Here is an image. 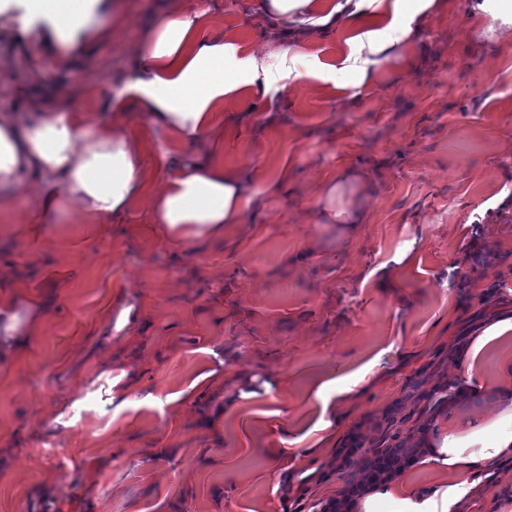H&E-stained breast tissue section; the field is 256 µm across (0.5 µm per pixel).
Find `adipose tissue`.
I'll return each mask as SVG.
<instances>
[{
  "instance_id": "obj_1",
  "label": "adipose tissue",
  "mask_w": 512,
  "mask_h": 512,
  "mask_svg": "<svg viewBox=\"0 0 512 512\" xmlns=\"http://www.w3.org/2000/svg\"><path fill=\"white\" fill-rule=\"evenodd\" d=\"M30 11L49 18L61 40L82 29L95 0H28ZM435 0H263L264 10L286 20L305 17L313 25L343 32L349 67L363 55H392L394 30L408 38ZM206 11L174 6L128 50L130 68L114 87L106 120L74 109L34 111L0 118V191L38 184V218H62L78 205L84 224L145 202L152 223L168 240L181 242L222 233L240 218L241 182L210 150L209 136L224 108L242 87L259 77L255 57L229 37H207ZM237 72L224 78L225 68ZM135 97L156 124L194 149L177 164L163 192L149 189L143 168L144 142L125 130L123 103ZM504 408L498 417L435 439L421 448L427 461L480 475L485 462L512 456V368L505 371ZM462 485H442L424 494L398 495L375 488L359 499L358 512H451L464 496Z\"/></svg>"
}]
</instances>
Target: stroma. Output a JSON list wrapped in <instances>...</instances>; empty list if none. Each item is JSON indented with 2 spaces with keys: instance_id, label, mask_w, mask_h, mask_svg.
I'll use <instances>...</instances> for the list:
<instances>
[{
  "instance_id": "1",
  "label": "stroma",
  "mask_w": 512,
  "mask_h": 512,
  "mask_svg": "<svg viewBox=\"0 0 512 512\" xmlns=\"http://www.w3.org/2000/svg\"><path fill=\"white\" fill-rule=\"evenodd\" d=\"M170 2L98 0L53 43L27 0H0V115L66 90L105 117L102 85ZM181 2L260 64L211 137L242 176V218L175 243L137 205L50 221L39 244L37 187L0 204V296L21 320L0 335V512H309L351 479L334 457L354 434L392 445L498 412L512 338L473 370L458 360L512 316V30L491 28L497 0H436L394 57L342 71L336 31L262 0ZM125 112L162 192L190 148L135 101ZM328 209L362 221L317 223ZM466 479L419 462L398 492ZM452 512H512V456Z\"/></svg>"
}]
</instances>
